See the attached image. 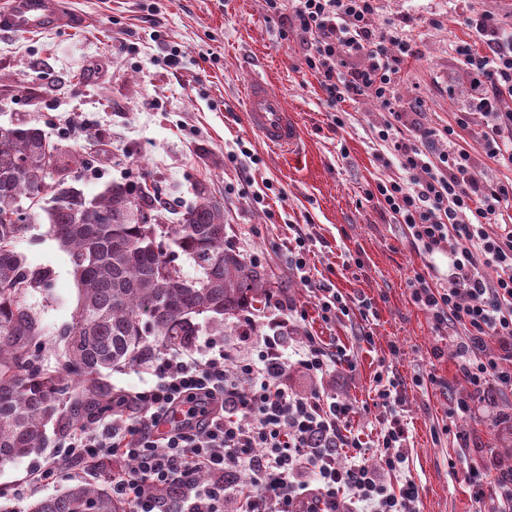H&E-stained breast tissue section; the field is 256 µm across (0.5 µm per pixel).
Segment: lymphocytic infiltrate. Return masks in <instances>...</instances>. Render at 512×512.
Returning a JSON list of instances; mask_svg holds the SVG:
<instances>
[{"instance_id":"f902f5d3","label":"lymphocytic infiltrate","mask_w":512,"mask_h":512,"mask_svg":"<svg viewBox=\"0 0 512 512\" xmlns=\"http://www.w3.org/2000/svg\"><path fill=\"white\" fill-rule=\"evenodd\" d=\"M292 2L293 21L309 40L304 64L327 102L371 94L386 114L376 136L408 177L377 181L369 197L406 225L423 254L449 258L447 286L416 275L412 298L437 330L463 329L458 352L470 392L448 415L471 414L487 388L512 392V190L472 176L475 160L458 142L465 113H457L447 149L430 132L407 134L408 105L396 86L414 51L404 26L373 24L375 0ZM469 24L483 43L462 52L480 92L483 136L493 156L512 164V112L501 109L503 96H512V34L487 14ZM490 267L496 277L487 276ZM274 307L276 316L261 321L242 316L240 348L207 341L151 359L152 385L129 395L136 413L116 409L110 420L70 428L58 460L86 470L104 456L131 462L110 485L134 512H224L231 503L235 512H420L413 480H386L406 463L398 381L377 378L385 416L376 440L366 441L347 427L348 403L288 384L292 367L319 379L349 363L346 349L310 335L289 351L291 306L280 298ZM373 445L381 451L376 463L367 456ZM468 481L477 502L512 512V468L492 476L475 465Z\"/></svg>"}]
</instances>
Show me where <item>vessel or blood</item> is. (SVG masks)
I'll return each mask as SVG.
<instances>
[{
	"instance_id": "b4317fda",
	"label": "vessel or blood",
	"mask_w": 512,
	"mask_h": 512,
	"mask_svg": "<svg viewBox=\"0 0 512 512\" xmlns=\"http://www.w3.org/2000/svg\"><path fill=\"white\" fill-rule=\"evenodd\" d=\"M70 22L61 0H12L9 9L0 14V30H37ZM245 104L249 128L268 147L284 155L297 150L301 142L297 117L268 79L257 74L251 77Z\"/></svg>"
}]
</instances>
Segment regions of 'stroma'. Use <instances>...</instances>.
Wrapping results in <instances>:
<instances>
[{
	"mask_svg": "<svg viewBox=\"0 0 512 512\" xmlns=\"http://www.w3.org/2000/svg\"><path fill=\"white\" fill-rule=\"evenodd\" d=\"M63 8L80 25L0 32V124H36L85 155L106 143L111 159L79 172L90 195L144 173L148 189L187 206L195 183L206 184L224 202L230 244L306 311L292 344L311 333L345 346L353 359V368L318 382L293 368L289 384L348 401L353 428L367 432L385 414L375 376L395 375L409 430L405 474L419 487L420 512H478L468 469L512 467V431L484 416L447 421L451 401L468 392L455 355L459 337L437 332L414 303L409 284L427 273L429 259L367 196L377 180L405 175L376 138L384 117L376 99L327 103L318 75L303 62L306 46L289 0L275 11L266 0H64ZM483 11L512 28V0H378L373 21L406 25L416 54L402 64L397 92L414 105L421 128L441 131L455 113H469L462 144L476 157L474 177L510 183L512 164L488 156L477 94L457 52L474 47L478 36L467 19ZM174 49L180 63L166 66ZM46 69L57 82L43 80ZM256 70L298 118L301 146L292 156L271 150L246 125L243 92ZM296 229L310 236L307 282L285 247ZM17 250L53 271L49 295L27 298L48 330L39 361L51 364L54 333L70 323L78 298L70 258L41 219L29 224ZM313 282L337 288L352 314L323 323ZM364 302L375 311L367 320L358 311ZM431 375L437 384L428 383ZM80 475L60 462L44 481L27 459L1 469L0 512H24L31 498L61 494ZM24 485L31 495H17Z\"/></svg>",
	"mask_w": 512,
	"mask_h": 512,
	"instance_id": "stroma-1",
	"label": "stroma"
}]
</instances>
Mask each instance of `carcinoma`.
I'll return each mask as SVG.
<instances>
[{"instance_id": "cac0c4a2", "label": "carcinoma", "mask_w": 512, "mask_h": 512, "mask_svg": "<svg viewBox=\"0 0 512 512\" xmlns=\"http://www.w3.org/2000/svg\"><path fill=\"white\" fill-rule=\"evenodd\" d=\"M98 156L59 148L35 124L0 125V468L45 450L46 425L69 398L70 419L112 408L115 390L103 373L143 362L166 347L192 342L197 320L217 327L275 297L268 272L225 240L224 203L206 186L178 209L158 193L110 182L90 197L78 169ZM43 217L70 257L79 296L55 365L25 357L43 327L27 296L49 290L51 271L16 251L26 225L15 216ZM178 216L168 244L163 212ZM190 258L189 277L176 263ZM27 512H132L104 485L77 481L40 498Z\"/></svg>"}]
</instances>
